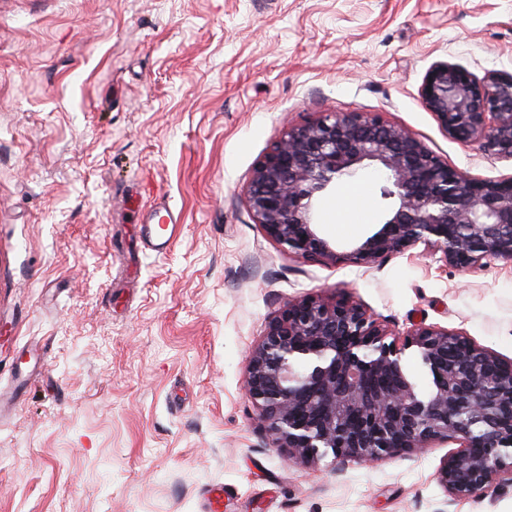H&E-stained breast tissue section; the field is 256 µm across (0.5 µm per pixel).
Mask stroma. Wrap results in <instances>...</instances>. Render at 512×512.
<instances>
[{
    "label": "stroma",
    "mask_w": 512,
    "mask_h": 512,
    "mask_svg": "<svg viewBox=\"0 0 512 512\" xmlns=\"http://www.w3.org/2000/svg\"><path fill=\"white\" fill-rule=\"evenodd\" d=\"M512 73V0H0V512H512V485L454 501L455 444L308 467L269 447L243 389L250 350L291 300L360 303L512 360V262L464 272L421 248L367 269L282 251L245 190L290 127L361 112L475 179L512 160L452 139L425 107L430 66ZM364 169L358 229L393 203ZM179 216L144 246L150 204ZM147 212V224H150L155 219L158 220L157 225H153L155 226L154 228H151V225H149L147 235L148 248L157 253H164L169 249L178 231L177 219L174 217L171 209L165 204H156Z\"/></svg>",
    "instance_id": "obj_1"
}]
</instances>
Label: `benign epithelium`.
Instances as JSON below:
<instances>
[{
  "label": "benign epithelium",
  "instance_id": "obj_1",
  "mask_svg": "<svg viewBox=\"0 0 512 512\" xmlns=\"http://www.w3.org/2000/svg\"><path fill=\"white\" fill-rule=\"evenodd\" d=\"M421 97L451 138L512 159V73L479 79L436 62ZM370 166L396 205L377 232L340 252L319 232L318 201ZM245 201L277 246L306 260L371 268L421 243L466 271L512 261V178L473 179L404 128L360 112L288 129L254 166ZM391 335L353 301L288 302L249 353L244 381L269 446L314 465L329 453L371 463L455 443L437 475L448 496L512 484V361L444 327L414 324L401 344ZM409 347L433 376L427 396L401 371Z\"/></svg>",
  "mask_w": 512,
  "mask_h": 512
}]
</instances>
